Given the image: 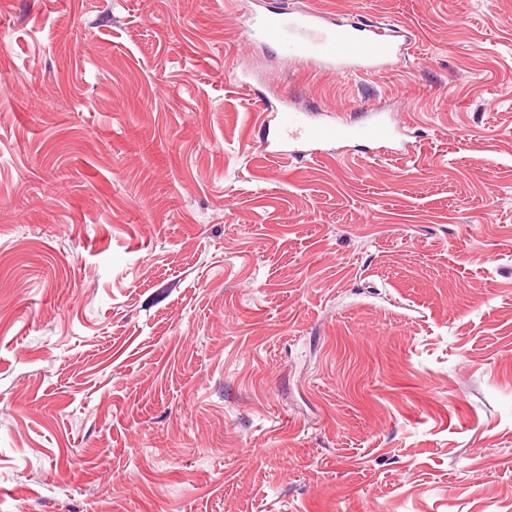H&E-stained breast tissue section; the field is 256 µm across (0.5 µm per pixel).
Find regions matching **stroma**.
<instances>
[{"label": "stroma", "mask_w": 512, "mask_h": 512, "mask_svg": "<svg viewBox=\"0 0 512 512\" xmlns=\"http://www.w3.org/2000/svg\"><path fill=\"white\" fill-rule=\"evenodd\" d=\"M0 512H512V0H0ZM250 32L276 43L288 56L339 73H367L381 67L397 49L391 30L377 26L362 33L353 25L330 24L319 11L270 12L251 21ZM296 108L285 98L280 109V130L288 136V153L318 155V146L343 142H365L384 148L398 138L401 129L377 108L367 109L369 121L352 123L339 116ZM308 148V149H305Z\"/></svg>", "instance_id": "35a3bbf8"}]
</instances>
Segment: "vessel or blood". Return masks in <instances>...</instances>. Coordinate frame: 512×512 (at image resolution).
<instances>
[{
  "instance_id": "1",
  "label": "vessel or blood",
  "mask_w": 512,
  "mask_h": 512,
  "mask_svg": "<svg viewBox=\"0 0 512 512\" xmlns=\"http://www.w3.org/2000/svg\"><path fill=\"white\" fill-rule=\"evenodd\" d=\"M250 31L276 43L292 58L315 61L345 74L377 69L396 52L388 28L377 26L364 32L352 25H335L318 11L266 13L252 19ZM280 130L288 138L290 153L311 155L332 143L365 142L382 147L401 133L394 120L376 108L368 122L358 124L296 108L288 100L280 109Z\"/></svg>"
}]
</instances>
